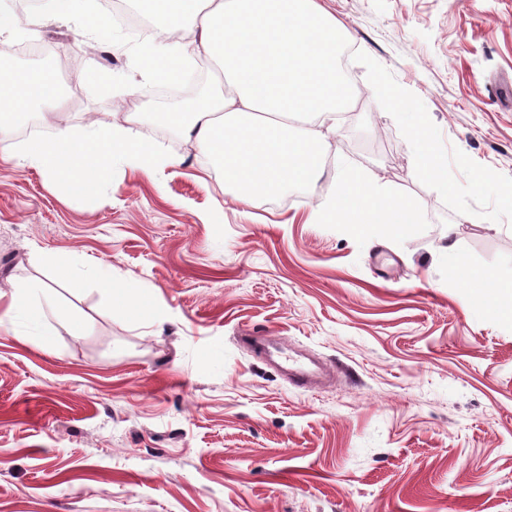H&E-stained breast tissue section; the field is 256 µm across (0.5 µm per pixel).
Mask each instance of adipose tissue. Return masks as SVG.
I'll list each match as a JSON object with an SVG mask.
<instances>
[{"mask_svg":"<svg viewBox=\"0 0 512 512\" xmlns=\"http://www.w3.org/2000/svg\"><path fill=\"white\" fill-rule=\"evenodd\" d=\"M48 12L33 18L35 27L51 20L72 19L80 30L99 34L109 17L91 8L87 0H49ZM155 21L153 33L139 50L147 72L171 82L195 59H209L226 91L212 93L179 112L161 113L160 122L177 129L184 141L207 154L224 171V184L243 198L272 197L298 185H309L324 171V147L336 132V114L353 96L340 65L347 32L321 12L316 0H137ZM12 88L0 95V136L18 114L40 111L56 90L42 68L0 71V85ZM375 92L393 110L392 119L406 133L420 170L440 174L441 153L434 145V129L426 114L405 111L414 93L377 81ZM138 113L123 122L101 127L76 125L62 114H52L48 138L26 143L15 151L21 164L45 172L64 186L80 183L94 191L122 158L143 172L182 164L140 142L133 127ZM315 223L332 222L355 230H379L405 240L417 219L407 199L374 174L339 167L335 192L312 210ZM448 260L463 283L479 293L512 303V277L471 269L455 246H447ZM58 277L79 283L91 277L110 300L126 311L141 310L142 291L132 281L117 280L107 263L81 270L71 259L57 260ZM48 290L31 283L10 293V304L0 314V332L11 331L15 319L41 328V296Z\"/></svg>","mask_w":512,"mask_h":512,"instance_id":"adipose-tissue-1","label":"adipose tissue"}]
</instances>
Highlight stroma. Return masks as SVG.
<instances>
[{
    "label": "stroma",
    "mask_w": 512,
    "mask_h": 512,
    "mask_svg": "<svg viewBox=\"0 0 512 512\" xmlns=\"http://www.w3.org/2000/svg\"><path fill=\"white\" fill-rule=\"evenodd\" d=\"M318 2L350 35L354 96L312 186L236 199L147 119L137 135L183 164L114 163L90 196L0 159V310L11 284L43 282L84 322L56 325L49 352L0 333V512H512V320L445 252L512 272V0ZM42 34L62 79L102 74L49 111L106 124L143 110L138 41L70 22ZM378 76L418 89L406 109L432 121L441 178L416 167ZM341 163L412 203L407 242L312 223ZM482 173L491 184L472 192ZM69 253L138 282L166 321L56 284L43 257ZM246 330L332 380L293 388Z\"/></svg>",
    "instance_id": "stroma-1"
}]
</instances>
